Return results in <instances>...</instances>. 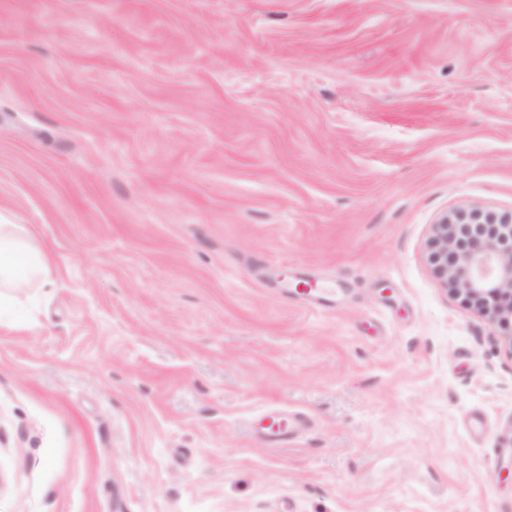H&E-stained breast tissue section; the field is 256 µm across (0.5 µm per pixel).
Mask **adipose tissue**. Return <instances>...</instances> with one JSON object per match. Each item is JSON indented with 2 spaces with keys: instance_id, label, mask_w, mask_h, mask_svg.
Returning <instances> with one entry per match:
<instances>
[{
  "instance_id": "adipose-tissue-1",
  "label": "adipose tissue",
  "mask_w": 512,
  "mask_h": 512,
  "mask_svg": "<svg viewBox=\"0 0 512 512\" xmlns=\"http://www.w3.org/2000/svg\"><path fill=\"white\" fill-rule=\"evenodd\" d=\"M48 260L34 235L22 224H0V310L8 304L7 292L47 278Z\"/></svg>"
}]
</instances>
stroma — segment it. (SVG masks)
<instances>
[{"mask_svg":"<svg viewBox=\"0 0 512 512\" xmlns=\"http://www.w3.org/2000/svg\"><path fill=\"white\" fill-rule=\"evenodd\" d=\"M464 204L512 209V0H0V221L51 263L0 512H512V333L428 263ZM281 279L287 284L291 295L307 301L317 308L328 307L332 299L325 283L315 278H303L297 274L281 273ZM261 428L269 443L279 446L288 442V436L298 428V420L285 412H267L260 421Z\"/></svg>","mask_w":512,"mask_h":512,"instance_id":"stroma-1","label":"stroma"}]
</instances>
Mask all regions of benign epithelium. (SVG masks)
<instances>
[{
  "instance_id": "1",
  "label": "benign epithelium",
  "mask_w": 512,
  "mask_h": 512,
  "mask_svg": "<svg viewBox=\"0 0 512 512\" xmlns=\"http://www.w3.org/2000/svg\"><path fill=\"white\" fill-rule=\"evenodd\" d=\"M435 277L490 320L512 322V211L458 206L431 228Z\"/></svg>"
}]
</instances>
